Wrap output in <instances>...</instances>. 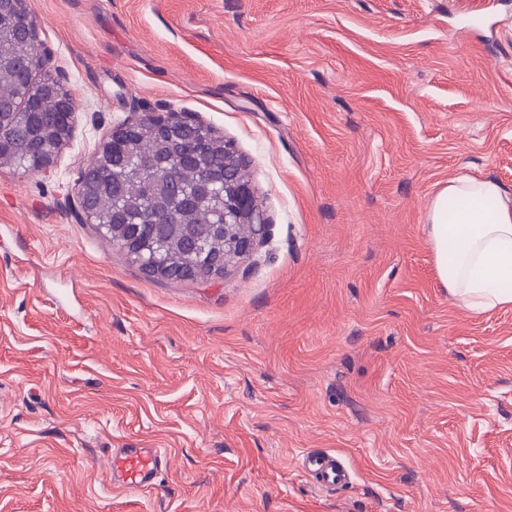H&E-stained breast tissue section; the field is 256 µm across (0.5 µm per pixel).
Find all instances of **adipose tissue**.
Segmentation results:
<instances>
[{"instance_id":"1","label":"adipose tissue","mask_w":512,"mask_h":512,"mask_svg":"<svg viewBox=\"0 0 512 512\" xmlns=\"http://www.w3.org/2000/svg\"><path fill=\"white\" fill-rule=\"evenodd\" d=\"M426 242L448 294L470 313L512 308V197L491 179L457 176L426 210Z\"/></svg>"}]
</instances>
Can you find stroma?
<instances>
[{"label":"stroma","mask_w":512,"mask_h":512,"mask_svg":"<svg viewBox=\"0 0 512 512\" xmlns=\"http://www.w3.org/2000/svg\"><path fill=\"white\" fill-rule=\"evenodd\" d=\"M26 4L76 112L52 170L0 166V512H512V309L453 302L425 227L449 178L512 193V0ZM170 112L269 224L206 282L144 274L74 192ZM112 448L163 449L154 488ZM307 469L317 483L328 489H335L347 482L348 471L332 455L304 457Z\"/></svg>","instance_id":"obj_1"}]
</instances>
